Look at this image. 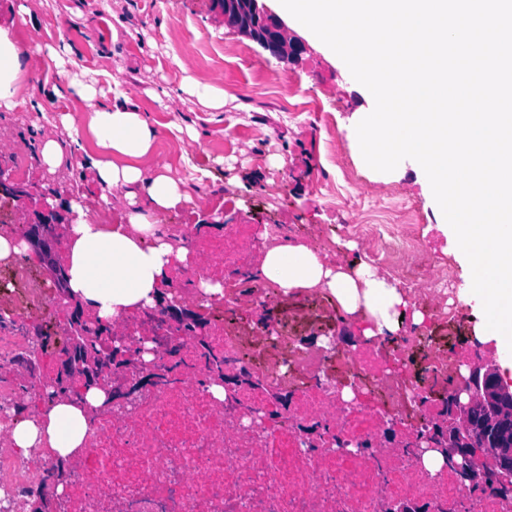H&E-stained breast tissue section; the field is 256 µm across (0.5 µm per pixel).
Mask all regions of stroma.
Listing matches in <instances>:
<instances>
[{"instance_id": "obj_1", "label": "stroma", "mask_w": 512, "mask_h": 512, "mask_svg": "<svg viewBox=\"0 0 512 512\" xmlns=\"http://www.w3.org/2000/svg\"><path fill=\"white\" fill-rule=\"evenodd\" d=\"M31 10L35 25H21L26 35L30 111L0 112V167L23 187L31 205L54 199L66 213L71 189L86 193L97 210L96 185L81 169L74 138L86 134L85 113L69 93L75 75L93 78L103 100L121 86L132 102L149 112L159 142V161L184 178V190L214 187L222 201L164 214L167 224H191L196 218L222 217L227 224H284L299 227L301 239L316 246L345 243L343 227L365 223L353 209L351 195L376 199L399 194L415 202L419 234L439 264L450 266L456 288H464L471 270L454 237L439 229L433 205L417 181V170L404 163L385 173L371 169L360 147L347 135L356 113L369 112L373 101L333 55L316 48L311 35L285 20L289 40L306 49L288 59L274 58L224 21L214 0H0V17L12 5ZM70 44L73 55L60 60L51 48ZM223 89L226 104L214 111L198 102L181 103L185 77ZM319 95L332 121L321 114L306 122L289 121V105ZM74 112L75 132L63 127L51 134L63 147L55 171L35 164L31 146L39 136L34 124L41 113ZM190 148L197 174L181 160Z\"/></svg>"}]
</instances>
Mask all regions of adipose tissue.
<instances>
[{
    "instance_id": "obj_1",
    "label": "adipose tissue",
    "mask_w": 512,
    "mask_h": 512,
    "mask_svg": "<svg viewBox=\"0 0 512 512\" xmlns=\"http://www.w3.org/2000/svg\"><path fill=\"white\" fill-rule=\"evenodd\" d=\"M26 54L14 19H0V110L11 112L27 102ZM70 90L88 110V139L76 144L81 165L106 187L99 205L111 212L112 222L102 226L90 217L83 196L71 197L73 220L63 262L74 298L114 327L125 314L159 303L174 264L186 261L184 250L155 237L154 226L162 213L189 197L170 165L156 162V130L139 107L124 102L123 90H116L110 104L96 102L92 84L81 77L72 79ZM258 272L283 293L329 297L349 317L351 332L367 339L395 334L402 317L416 325L424 320L395 283L341 252L331 259L305 243L274 246L264 253ZM106 399L104 390L92 388L84 398L45 408L24 401L29 414L13 424L6 443L32 463L49 454L70 460L86 439L92 409L104 407Z\"/></svg>"
}]
</instances>
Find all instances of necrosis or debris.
<instances>
[{"instance_id": "1", "label": "necrosis or debris", "mask_w": 512, "mask_h": 512, "mask_svg": "<svg viewBox=\"0 0 512 512\" xmlns=\"http://www.w3.org/2000/svg\"><path fill=\"white\" fill-rule=\"evenodd\" d=\"M381 224H350L367 239L374 263L405 282L430 258L409 202L383 204ZM157 237L188 252L167 288L174 301L205 319L191 333L164 305L124 316L114 345L126 361L108 362L101 386L128 397L94 410L74 468L61 479L58 512H512V490L473 486L453 462L424 465L441 398L468 387V368L488 357L479 345L457 347V310L449 272L413 291L430 308L429 323L402 331L392 344L331 336L318 314L289 325L229 327L216 311L249 301L263 309L275 288L251 279L255 253L297 242L281 224L256 232L228 224L206 235L194 224H157ZM223 280L204 294L201 271ZM69 334L55 284L22 256L0 259V324L24 322L26 336H0V426L9 427L19 392L44 398L63 354L37 359L30 346L45 316ZM228 372L250 377L217 399L202 346Z\"/></svg>"}]
</instances>
